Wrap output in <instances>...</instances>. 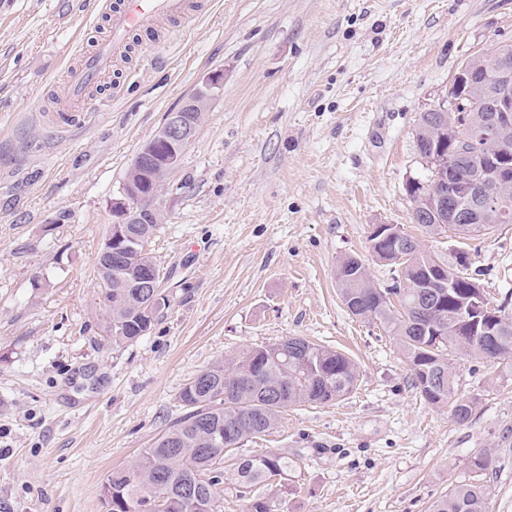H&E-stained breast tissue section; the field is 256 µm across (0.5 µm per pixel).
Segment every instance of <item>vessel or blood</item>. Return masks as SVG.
Masks as SVG:
<instances>
[{
	"label": "vessel or blood",
	"mask_w": 512,
	"mask_h": 512,
	"mask_svg": "<svg viewBox=\"0 0 512 512\" xmlns=\"http://www.w3.org/2000/svg\"><path fill=\"white\" fill-rule=\"evenodd\" d=\"M189 7V0H103L101 13L106 18L107 34L93 49L80 54L77 63L69 65L65 72L67 95L58 108L61 120H79L80 103L89 89L100 86L127 56L133 32L151 31L164 18L184 17Z\"/></svg>",
	"instance_id": "vessel-or-blood-1"
}]
</instances>
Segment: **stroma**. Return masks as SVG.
Here are the masks:
<instances>
[{"label": "stroma", "mask_w": 512, "mask_h": 512, "mask_svg": "<svg viewBox=\"0 0 512 512\" xmlns=\"http://www.w3.org/2000/svg\"><path fill=\"white\" fill-rule=\"evenodd\" d=\"M162 47L123 64L107 111L52 110L62 74L100 36L87 0H0V512H105L101 485L183 408L201 370L302 336L348 354L345 399L297 407L236 449L273 451L288 512H428L482 479L512 512V366L453 364L468 423L424 403L392 337L348 314L336 265L377 224L411 222L415 129L470 56L512 42V0H207ZM214 100L156 205L149 244L168 305L133 343L104 332L97 254L140 147L209 73ZM442 256L450 234L420 236ZM487 297H512V224L471 241Z\"/></svg>", "instance_id": "35a3bbf8"}]
</instances>
